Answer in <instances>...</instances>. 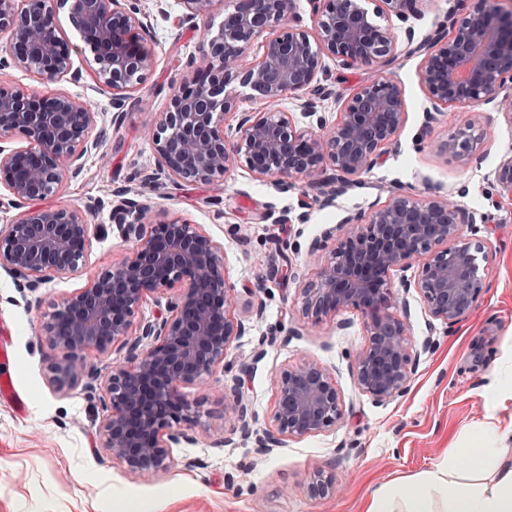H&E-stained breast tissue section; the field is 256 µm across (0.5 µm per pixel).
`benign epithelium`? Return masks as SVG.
<instances>
[{
  "mask_svg": "<svg viewBox=\"0 0 512 512\" xmlns=\"http://www.w3.org/2000/svg\"><path fill=\"white\" fill-rule=\"evenodd\" d=\"M228 2L233 9L208 40L202 64L174 90L171 109L148 129L157 164L141 181L219 182L242 158L256 177L280 189L297 181L318 190L322 205L333 204L381 162L386 149L398 145L407 120L405 98L382 70L395 61L399 35L378 24L358 0H310L315 19L309 30L298 25L293 0ZM380 2V13L406 24L408 50L423 54L421 78L429 101L424 128L444 112L474 107L445 143L468 157L480 144L472 135L484 118L478 107L491 104L512 123V0H469L448 38L420 40L409 24L420 0ZM181 4L185 21L209 13L214 0ZM60 8L90 48L97 80L112 90V109L122 110L151 66L139 39L149 26L139 17L136 0H0V32L9 34L0 67L12 65L49 82L79 81L73 45L56 21ZM261 35L263 53L255 57L251 44ZM324 56L374 71L334 122L322 112L331 95L321 69ZM215 66L222 72L219 82L205 79ZM232 83L257 92L267 104L263 112L243 113L235 144L224 136V116L236 106L226 93ZM290 98L303 99L306 126L281 109ZM95 122L96 112L76 97L27 95L0 86V140L16 132L27 140L21 148L0 147V182L20 202L54 195L65 175L81 174L85 134ZM492 184L498 198H512L511 154L501 158ZM464 192L437 189L417 199L394 191L368 215L349 213L329 232L334 247L316 281L300 289L302 312L317 323L345 309L362 314L368 343L357 353L353 371L358 388L378 403L406 391L418 358L409 350V317L399 311L400 293L415 290L428 316L448 327L481 301L490 249L476 233L477 225L491 222V214L462 207L455 196ZM94 208L24 212L0 232V267L25 280L31 291L52 276L77 271ZM112 222L133 247L87 288L55 305L44 326L51 349L49 383L58 391L81 382L91 392L101 391L106 414L98 427L100 447L131 474L156 473L167 468L170 448L198 442L179 428L198 413L183 389L205 386L234 340L246 333L247 320L235 317L239 292L226 282L224 250L210 235L178 217L158 221L151 206L136 198L113 206ZM415 262L421 264L418 278L401 277L393 285L392 276ZM167 290L173 294L164 312L136 321L142 300ZM120 340L126 354L103 377L87 354L105 353ZM243 385L244 379L235 377L224 386V423L247 439L258 417L249 412ZM274 385L271 424L257 438L262 453L343 422L340 392L317 362L282 370ZM342 491L336 474L323 470L306 487L313 499Z\"/></svg>",
  "mask_w": 512,
  "mask_h": 512,
  "instance_id": "1",
  "label": "benign epithelium"
}]
</instances>
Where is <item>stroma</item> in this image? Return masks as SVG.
<instances>
[{
	"label": "stroma",
	"instance_id": "stroma-1",
	"mask_svg": "<svg viewBox=\"0 0 512 512\" xmlns=\"http://www.w3.org/2000/svg\"><path fill=\"white\" fill-rule=\"evenodd\" d=\"M138 5L148 20L144 46L151 68L122 113L114 112L110 91L98 84L90 51L73 57L82 71L77 83H51L18 68L0 69L2 86L26 94L62 91L90 104L97 118L87 136L84 171L65 179L50 203L81 209L90 200L105 201L88 216L89 245L78 272L52 277L32 291L0 268V332L11 336L9 370L27 404L20 414L0 401V512H361L371 486L411 481L447 463L449 449L471 447L485 429L512 424V201L490 206V174L502 156L512 154V123L488 111L491 139L475 158L445 149L466 110L442 114L431 133L423 134L429 102L422 57L403 51L387 71L401 86L408 113L399 145L334 205L301 208V188L277 189L257 179L242 161L216 185L164 178L148 190L155 212L182 218L223 246L228 282L260 284V291L240 295L238 315H249L259 303L264 315L233 342L207 390L186 388L188 399L199 405L191 426L199 443L172 449L165 470L145 475L125 472L97 448L102 405L83 385L64 392L50 387L41 317L52 302L86 288L126 251L111 211L119 190L139 189V173L156 167V153L143 132L170 109L174 85L189 74L190 62L201 60L206 37L216 36L224 23L222 0L192 25L182 22L177 0H138ZM323 64L332 89L323 110L333 121L371 73L343 68L329 57ZM434 186L465 187L459 199L463 207L492 209L493 224L478 231L491 243L492 272L478 307L450 328L429 323L420 296L406 294L410 345L421 356L407 391L378 403L358 389L352 373L354 358L367 342L361 313L346 309L316 325L297 309L300 288L316 279L328 256L324 250L310 256L309 247L347 211L368 213L384 205L392 188L423 197ZM286 260L291 278L261 281L265 264ZM272 330L275 340L265 343ZM426 340L432 347L425 352ZM260 346L265 354L258 359L254 352ZM307 359L335 380L344 423L267 455L257 454L251 438L212 446L224 425L221 388L240 364L253 365L244 391L264 427L271 420L275 375ZM319 470L335 473L347 486L345 494L309 498L306 486Z\"/></svg>",
	"mask_w": 512,
	"mask_h": 512
}]
</instances>
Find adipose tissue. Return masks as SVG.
<instances>
[{"label": "adipose tissue", "instance_id": "ef3b65f1", "mask_svg": "<svg viewBox=\"0 0 512 512\" xmlns=\"http://www.w3.org/2000/svg\"><path fill=\"white\" fill-rule=\"evenodd\" d=\"M465 455L474 481L455 484V473L436 466L405 487L372 486L364 512H433L434 500L443 501L447 512H512V426L491 433L480 447L449 457Z\"/></svg>", "mask_w": 512, "mask_h": 512}]
</instances>
